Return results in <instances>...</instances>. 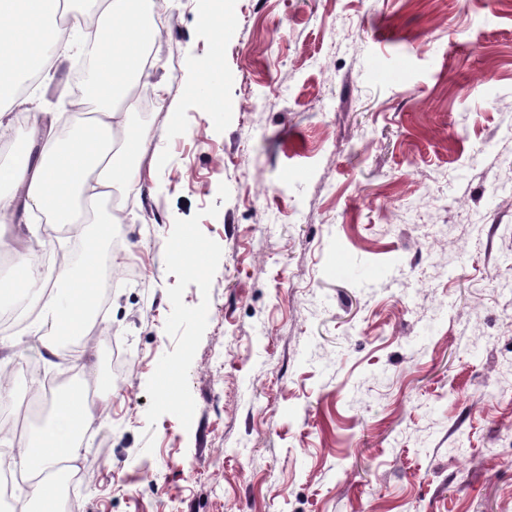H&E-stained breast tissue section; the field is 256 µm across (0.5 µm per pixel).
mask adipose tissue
<instances>
[{
    "label": "adipose tissue",
    "mask_w": 512,
    "mask_h": 512,
    "mask_svg": "<svg viewBox=\"0 0 512 512\" xmlns=\"http://www.w3.org/2000/svg\"><path fill=\"white\" fill-rule=\"evenodd\" d=\"M153 0H100L95 25H84L60 0H0V102L29 78L32 66H48L51 50L79 43L93 62L88 93L96 100V118L75 128L67 141L46 137L33 165L10 169L9 182L23 191L26 208L54 224H100L112 231L118 216L102 203L113 187L139 177L132 152L135 142L116 143L126 131L125 109L131 91L148 84L162 97L168 83L151 82L146 51L161 40L158 28H144ZM97 243L89 241L81 262L63 258L58 279L38 296L36 332L44 349L57 352L63 339L85 334L88 302L98 289ZM53 412L44 429L13 458L21 470L35 476L31 495L38 512H55V497L38 477L77 456L80 436L92 415L81 386L52 399Z\"/></svg>",
    "instance_id": "ef3b65f1"
}]
</instances>
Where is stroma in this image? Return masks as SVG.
I'll return each mask as SVG.
<instances>
[{"mask_svg":"<svg viewBox=\"0 0 512 512\" xmlns=\"http://www.w3.org/2000/svg\"><path fill=\"white\" fill-rule=\"evenodd\" d=\"M164 3L168 108L110 257L135 276L75 356L33 302L0 332L15 409L24 362L86 384L125 356L70 512H512V0H233L220 44L215 0ZM216 63L225 112L187 91ZM71 70L7 112L66 111ZM39 143L0 129V168Z\"/></svg>","mask_w":512,"mask_h":512,"instance_id":"35a3bbf8","label":"stroma"}]
</instances>
